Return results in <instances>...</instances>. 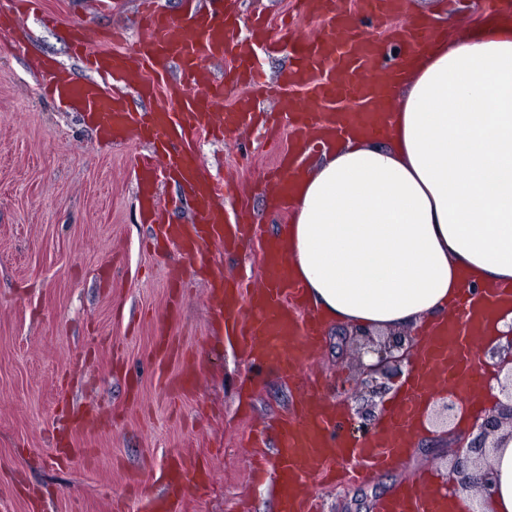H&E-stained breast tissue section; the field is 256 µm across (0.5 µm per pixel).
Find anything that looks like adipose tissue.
Returning a JSON list of instances; mask_svg holds the SVG:
<instances>
[{
  "label": "adipose tissue",
  "mask_w": 512,
  "mask_h": 512,
  "mask_svg": "<svg viewBox=\"0 0 512 512\" xmlns=\"http://www.w3.org/2000/svg\"><path fill=\"white\" fill-rule=\"evenodd\" d=\"M397 67L386 134L325 145L279 237L311 308L359 332L429 329L461 289L512 286V8ZM486 465L491 496L449 491L454 512H512V430Z\"/></svg>",
  "instance_id": "1"
}]
</instances>
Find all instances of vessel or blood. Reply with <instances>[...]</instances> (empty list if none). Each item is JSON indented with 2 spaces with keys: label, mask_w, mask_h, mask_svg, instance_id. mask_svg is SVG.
<instances>
[{
  "label": "vessel or blood",
  "mask_w": 512,
  "mask_h": 512,
  "mask_svg": "<svg viewBox=\"0 0 512 512\" xmlns=\"http://www.w3.org/2000/svg\"><path fill=\"white\" fill-rule=\"evenodd\" d=\"M298 6L302 13L320 19L321 25L297 38L291 30L282 32L283 37L295 40L297 63L276 91L285 114L292 117L295 132L311 144L323 132L342 134L355 126L380 131L382 116L389 107L390 84L400 80L401 71H381L379 39L361 28L353 16L339 11L335 0H299ZM404 8V0L360 2L362 12L384 18L403 16ZM138 24L145 31L142 38L130 42L120 32L114 35L113 46L104 49L88 48L80 28L71 29V42L84 52L95 77L77 82L56 73L49 64L45 67L49 74L45 88L60 103L84 113L102 139L112 141L134 134L153 143V150L143 157L137 170L141 203L146 213H155L161 175L179 177L189 191L194 219L189 224H164L162 232L167 244L181 256L200 262L209 244L232 245L247 237L251 229L224 212L223 200L234 196L235 184L202 176L191 146L198 137L212 135L214 130L251 125L255 96L268 86L249 56H242L237 77L245 81L248 91L236 99L231 110L215 112L217 99L224 95V83L202 81L201 74L205 62L224 59L236 47L234 23L224 16L223 0H209L207 10L190 13L178 22L148 8ZM171 65L178 68V79L159 83V76ZM116 82L135 84L141 94L150 97L163 93L167 103L151 111L134 109L125 96L113 92ZM297 88L303 91V99L293 97ZM339 97L353 100L355 111L336 109L334 102ZM294 157L293 150L282 151L267 173L283 202L289 192L285 171ZM262 254L260 287L213 276L210 319L223 327L225 335L241 341L254 361L277 359L283 376L289 378L306 365L316 344L319 322L302 308L303 287L290 280L283 269L277 242H266ZM506 294L503 288L490 289L479 298L460 294L458 317L433 331L422 347L419 367L389 421L388 440L358 444L332 438L335 416L314 396L302 402L296 418L275 422L271 430L278 443L281 512H308L305 477L331 469L337 459L354 458L368 467L395 461L408 445L422 398L438 381L477 392L483 376L473 340L483 320ZM245 306L252 315L242 321L238 313ZM165 479V495L149 500L146 512H176L179 498L189 487L202 483L204 475L174 456L167 464ZM442 506L438 491L419 478L409 481L386 504L384 512H440Z\"/></svg>",
  "instance_id": "vessel-or-blood-1"
}]
</instances>
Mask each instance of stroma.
Wrapping results in <instances>:
<instances>
[{"mask_svg": "<svg viewBox=\"0 0 512 512\" xmlns=\"http://www.w3.org/2000/svg\"><path fill=\"white\" fill-rule=\"evenodd\" d=\"M142 0H44L51 17L19 13L0 32V512H138L163 491L171 454L207 464L205 489L186 492L180 512H280L276 480H258L243 442L250 429L292 414L306 395L343 403L337 433L379 436L389 390L365 383L362 338L323 325L315 356L285 380L275 361L256 367L241 346L214 334L207 284L174 253L154 249L140 215L135 164L146 145L130 138L100 144L76 112L41 90L37 63L53 58L85 77L66 31L74 22L100 34H138ZM512 0H407L405 20L447 15L466 24ZM246 29L254 15L270 26H317L295 0H224ZM27 56L11 55L16 38ZM276 138L243 127L194 145L202 172L238 183L246 208L224 210L276 239L292 214L261 173L275 161ZM214 267L256 278L259 242L232 255L210 247ZM166 344H159V337ZM193 391L175 384L192 363ZM445 427L431 425L390 468L363 482L308 476L317 512H380L384 499L416 475L455 473Z\"/></svg>", "mask_w": 512, "mask_h": 512, "instance_id": "1", "label": "stroma"}]
</instances>
